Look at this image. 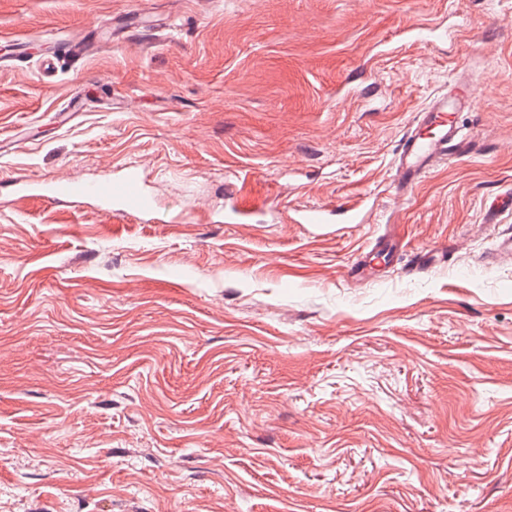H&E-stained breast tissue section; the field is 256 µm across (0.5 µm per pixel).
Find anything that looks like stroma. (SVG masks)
<instances>
[{"label":"stroma","mask_w":512,"mask_h":512,"mask_svg":"<svg viewBox=\"0 0 512 512\" xmlns=\"http://www.w3.org/2000/svg\"><path fill=\"white\" fill-rule=\"evenodd\" d=\"M458 78L472 151L396 202ZM130 165L159 222L10 202ZM510 189L512 0H0V512H512ZM258 209L259 197L239 194L234 198L231 215L227 217V220L236 223L242 218L254 215ZM290 212L294 216H290ZM328 210L323 206L315 205H297L290 207L287 210V222L288 214L289 219L295 224H324L326 222V214ZM403 247L402 231L399 226H394L390 229L388 238L382 242H377L370 250L361 254L350 268V278L355 282L366 281L371 274L370 267L383 258L384 254L382 253L391 257H398Z\"/></svg>","instance_id":"1"}]
</instances>
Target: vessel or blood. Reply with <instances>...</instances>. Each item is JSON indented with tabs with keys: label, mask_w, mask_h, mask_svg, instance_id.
<instances>
[{
	"label": "vessel or blood",
	"mask_w": 512,
	"mask_h": 512,
	"mask_svg": "<svg viewBox=\"0 0 512 512\" xmlns=\"http://www.w3.org/2000/svg\"><path fill=\"white\" fill-rule=\"evenodd\" d=\"M477 100L474 85L457 82L444 94L433 97L417 112L401 136L394 162L391 186L396 198H405L422 179L441 163L466 156L468 149L460 137L461 114L472 111ZM13 196L21 207L59 202L95 200L113 216L154 220L155 201L145 190L135 169L118 180L74 181L64 178L23 176L13 182ZM293 223L322 224L327 210L321 206L298 205L292 209ZM403 248L400 227H392L388 238L361 254L350 269L353 281L369 278L370 269L382 256H398Z\"/></svg>",
	"instance_id": "vessel-or-blood-1"
}]
</instances>
